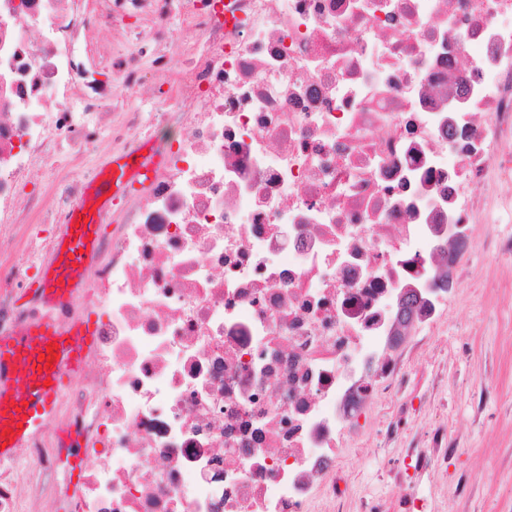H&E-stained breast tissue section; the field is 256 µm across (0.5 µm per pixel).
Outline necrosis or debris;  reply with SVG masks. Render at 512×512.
Listing matches in <instances>:
<instances>
[{
    "label": "necrosis or debris",
    "mask_w": 512,
    "mask_h": 512,
    "mask_svg": "<svg viewBox=\"0 0 512 512\" xmlns=\"http://www.w3.org/2000/svg\"><path fill=\"white\" fill-rule=\"evenodd\" d=\"M146 143L161 167L59 313L94 317L89 367L26 478L0 467V512L354 502L339 461L404 374L398 296L433 321L490 279L466 261L477 224L512 219V0H0V334L38 313L53 227L85 197L62 162L95 175ZM449 240L443 288L428 256Z\"/></svg>",
    "instance_id": "1"
}]
</instances>
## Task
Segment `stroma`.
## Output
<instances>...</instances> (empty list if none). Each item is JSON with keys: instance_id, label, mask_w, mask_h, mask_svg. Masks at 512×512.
<instances>
[{"instance_id": "35a3bbf8", "label": "stroma", "mask_w": 512, "mask_h": 512, "mask_svg": "<svg viewBox=\"0 0 512 512\" xmlns=\"http://www.w3.org/2000/svg\"><path fill=\"white\" fill-rule=\"evenodd\" d=\"M401 384L368 412L361 439L344 454L342 474L367 512H388L407 448L430 445L447 428L461 451L435 476L434 512H512V271L466 294L430 335L410 336ZM409 413L396 416L392 402Z\"/></svg>"}]
</instances>
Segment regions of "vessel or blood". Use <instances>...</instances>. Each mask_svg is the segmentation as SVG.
I'll use <instances>...</instances> for the list:
<instances>
[{
	"label": "vessel or blood",
	"mask_w": 512,
	"mask_h": 512,
	"mask_svg": "<svg viewBox=\"0 0 512 512\" xmlns=\"http://www.w3.org/2000/svg\"><path fill=\"white\" fill-rule=\"evenodd\" d=\"M151 155L112 157L95 195L120 200L148 174ZM97 213L75 206L57 236L55 256L41 272L42 312L9 335H0V463L14 459L15 448L39 434L58 409L68 379L76 376L96 342L90 319L57 323L53 315L70 305L87 286L84 276L97 251Z\"/></svg>",
	"instance_id": "b4317fda"
}]
</instances>
